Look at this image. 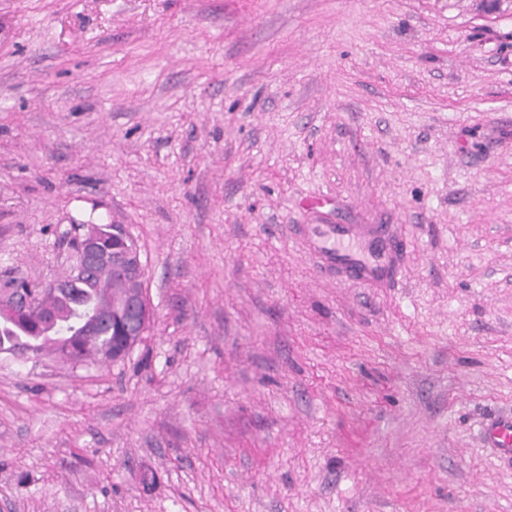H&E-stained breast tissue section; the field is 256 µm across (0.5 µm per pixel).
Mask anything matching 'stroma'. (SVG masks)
Segmentation results:
<instances>
[{
	"instance_id": "35a3bbf8",
	"label": "stroma",
	"mask_w": 512,
	"mask_h": 512,
	"mask_svg": "<svg viewBox=\"0 0 512 512\" xmlns=\"http://www.w3.org/2000/svg\"><path fill=\"white\" fill-rule=\"evenodd\" d=\"M95 223L155 320L0 358V512H512V0H0V267ZM313 233L318 238L321 250L336 262V266L352 269L354 281L364 283L370 278L382 276L391 267V258L382 251H375L371 261L365 262L349 249L346 242L349 243L361 233L353 224H333L327 231L313 228ZM330 238L336 241V249L326 246ZM482 437L488 448H495L500 457L512 458V415L488 419Z\"/></svg>"
}]
</instances>
